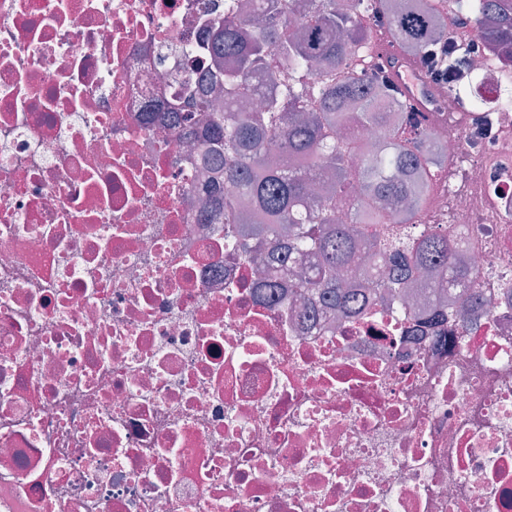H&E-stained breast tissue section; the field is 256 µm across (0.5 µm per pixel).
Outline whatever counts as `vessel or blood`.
<instances>
[{
  "mask_svg": "<svg viewBox=\"0 0 512 512\" xmlns=\"http://www.w3.org/2000/svg\"><path fill=\"white\" fill-rule=\"evenodd\" d=\"M374 53L383 59L390 78L409 105L425 114L436 111L438 100L447 93L445 87L430 82L418 63L404 56L387 35L376 36Z\"/></svg>",
  "mask_w": 512,
  "mask_h": 512,
  "instance_id": "obj_1",
  "label": "vessel or blood"
}]
</instances>
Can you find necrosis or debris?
I'll use <instances>...</instances> for the list:
<instances>
[{"instance_id":"obj_1","label":"necrosis or debris","mask_w":512,"mask_h":512,"mask_svg":"<svg viewBox=\"0 0 512 512\" xmlns=\"http://www.w3.org/2000/svg\"><path fill=\"white\" fill-rule=\"evenodd\" d=\"M224 0H0V512H512V43L431 135V289L302 317L170 125Z\"/></svg>"}]
</instances>
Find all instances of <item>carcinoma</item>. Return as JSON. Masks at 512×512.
<instances>
[{"instance_id": "obj_1", "label": "carcinoma", "mask_w": 512, "mask_h": 512, "mask_svg": "<svg viewBox=\"0 0 512 512\" xmlns=\"http://www.w3.org/2000/svg\"><path fill=\"white\" fill-rule=\"evenodd\" d=\"M213 20L208 51L224 64V79L209 87L211 100L256 94L253 77L263 78L261 106L225 115L200 99L176 116L177 125L200 129L204 142L223 147L224 183H204L199 201L233 212L240 193L260 223L261 237L246 248L262 269L258 287L270 296L288 287L309 299L319 297L338 312H352L362 292H401L414 275L427 272L435 287L455 289L465 303L481 294L469 268L455 261L458 245L424 237L407 249L399 245L380 201L413 218L429 193L428 172L442 165L438 149L408 111L399 91L383 74L350 68L352 50L370 43L372 28L361 22L362 0H318L316 8L285 19L286 0H240ZM372 10L407 54L419 58L448 38L443 15L431 0H374ZM474 25L498 43L512 41V23L492 0H472ZM288 66V84L277 85V69ZM452 91L465 93L469 54L448 57ZM383 124L382 143L367 149L339 130ZM349 206L350 222L336 223V204ZM370 251L373 281L350 288L341 270L358 260L359 243Z\"/></svg>"}]
</instances>
